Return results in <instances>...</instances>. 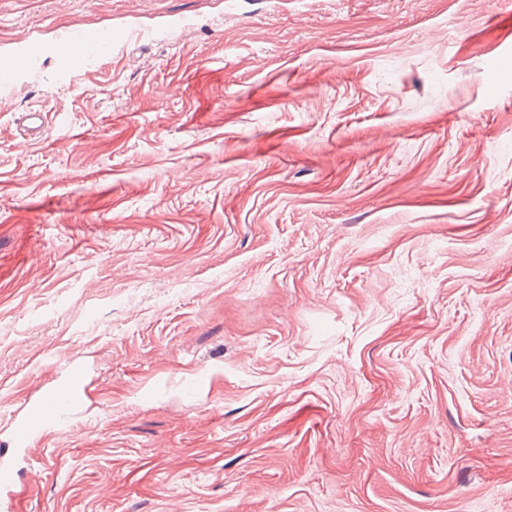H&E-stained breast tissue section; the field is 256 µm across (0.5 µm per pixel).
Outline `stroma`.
<instances>
[{
  "label": "stroma",
  "mask_w": 512,
  "mask_h": 512,
  "mask_svg": "<svg viewBox=\"0 0 512 512\" xmlns=\"http://www.w3.org/2000/svg\"><path fill=\"white\" fill-rule=\"evenodd\" d=\"M74 32L0 109L20 512H512V0H0ZM81 376H74L65 384L56 386L48 400L31 408L24 416L13 422V437L17 446L22 447L39 429L52 419H62L82 397Z\"/></svg>",
  "instance_id": "1"
}]
</instances>
